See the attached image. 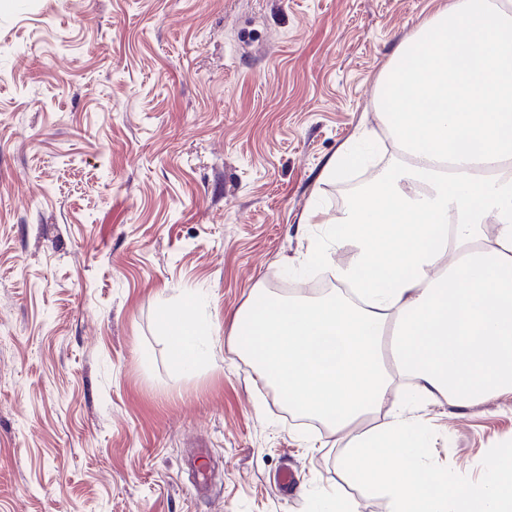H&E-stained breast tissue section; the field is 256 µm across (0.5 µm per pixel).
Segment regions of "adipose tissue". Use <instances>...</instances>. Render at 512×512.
Segmentation results:
<instances>
[{"label": "adipose tissue", "mask_w": 512, "mask_h": 512, "mask_svg": "<svg viewBox=\"0 0 512 512\" xmlns=\"http://www.w3.org/2000/svg\"><path fill=\"white\" fill-rule=\"evenodd\" d=\"M378 99L411 161L367 182L306 255L358 299L260 290L232 328L259 378L338 434L381 407L394 366L422 401L512 393V0H453L423 19ZM163 318L194 365L195 301Z\"/></svg>", "instance_id": "adipose-tissue-1"}]
</instances>
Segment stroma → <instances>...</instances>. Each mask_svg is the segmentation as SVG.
Wrapping results in <instances>:
<instances>
[{
    "label": "stroma",
    "instance_id": "35a3bbf8",
    "mask_svg": "<svg viewBox=\"0 0 512 512\" xmlns=\"http://www.w3.org/2000/svg\"><path fill=\"white\" fill-rule=\"evenodd\" d=\"M449 0H0V512H312L348 435L296 421L231 342L378 171L325 181L399 44ZM317 221L302 224L307 213ZM199 297L190 370L161 308ZM480 479L512 393L412 409ZM298 478L278 484L283 469Z\"/></svg>",
    "mask_w": 512,
    "mask_h": 512
}]
</instances>
